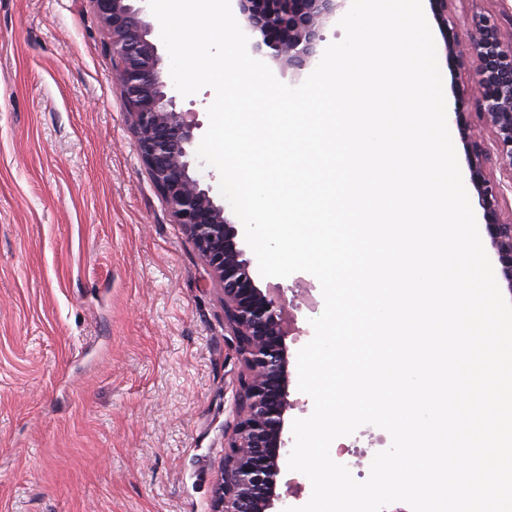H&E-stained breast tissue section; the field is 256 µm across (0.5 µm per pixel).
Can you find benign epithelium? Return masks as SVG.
<instances>
[{
    "label": "benign epithelium",
    "instance_id": "1",
    "mask_svg": "<svg viewBox=\"0 0 512 512\" xmlns=\"http://www.w3.org/2000/svg\"><path fill=\"white\" fill-rule=\"evenodd\" d=\"M105 30L104 49L123 99L140 158L174 222L210 268L224 303L230 347L241 365L236 419L224 430V464L212 512H275L290 399L291 357L282 311L255 284L237 230L199 178L194 130L199 124L177 108L158 46L151 38L148 0H90ZM245 16L248 51L296 71H312L322 53L323 30L342 0H236ZM452 0H430L444 30L448 60L468 66L473 84L455 91L475 104L476 120L457 115L470 183L485 209L488 236L506 287L512 289V10L448 19Z\"/></svg>",
    "mask_w": 512,
    "mask_h": 512
}]
</instances>
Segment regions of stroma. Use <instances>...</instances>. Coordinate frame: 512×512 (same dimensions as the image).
<instances>
[{
    "instance_id": "obj_1",
    "label": "stroma",
    "mask_w": 512,
    "mask_h": 512,
    "mask_svg": "<svg viewBox=\"0 0 512 512\" xmlns=\"http://www.w3.org/2000/svg\"><path fill=\"white\" fill-rule=\"evenodd\" d=\"M90 0H0V512H210L241 367ZM297 354L319 281L257 277Z\"/></svg>"
}]
</instances>
